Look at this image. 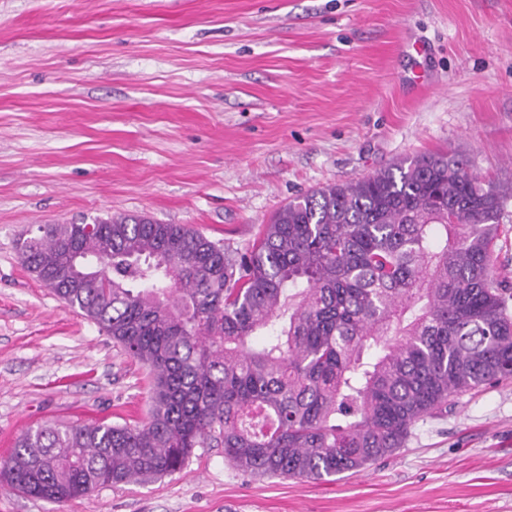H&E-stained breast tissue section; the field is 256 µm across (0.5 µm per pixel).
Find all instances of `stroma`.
<instances>
[{
    "instance_id": "35a3bbf8",
    "label": "stroma",
    "mask_w": 512,
    "mask_h": 512,
    "mask_svg": "<svg viewBox=\"0 0 512 512\" xmlns=\"http://www.w3.org/2000/svg\"><path fill=\"white\" fill-rule=\"evenodd\" d=\"M447 151L512 184V0H0V458L46 420L143 418L142 364L21 264L114 214L242 249L297 195ZM0 512H512V381L333 482L178 474Z\"/></svg>"
}]
</instances>
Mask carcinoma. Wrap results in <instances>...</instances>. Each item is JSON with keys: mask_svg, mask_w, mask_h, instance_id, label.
<instances>
[{"mask_svg": "<svg viewBox=\"0 0 512 512\" xmlns=\"http://www.w3.org/2000/svg\"><path fill=\"white\" fill-rule=\"evenodd\" d=\"M511 198L437 153L290 200L244 253L145 217L38 226L23 266L146 368L148 408L33 426L0 478L64 503L179 473L196 448L256 478L365 469L512 377V285L493 267ZM77 254L96 272H71Z\"/></svg>", "mask_w": 512, "mask_h": 512, "instance_id": "cac0c4a2", "label": "carcinoma"}]
</instances>
